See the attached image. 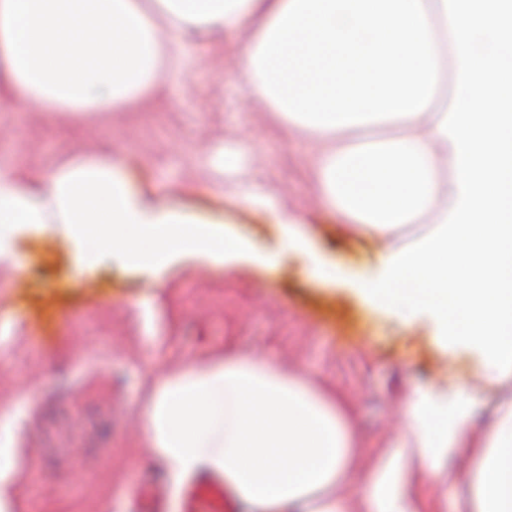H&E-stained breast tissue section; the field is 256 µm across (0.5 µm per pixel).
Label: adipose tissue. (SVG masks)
<instances>
[{"instance_id": "obj_1", "label": "adipose tissue", "mask_w": 512, "mask_h": 512, "mask_svg": "<svg viewBox=\"0 0 512 512\" xmlns=\"http://www.w3.org/2000/svg\"><path fill=\"white\" fill-rule=\"evenodd\" d=\"M254 30L238 72L248 97L307 133L330 207L390 242L367 300L425 317L445 349L464 344L497 383L512 380V0H0V81L12 104L91 112L134 103L180 67L182 36ZM455 92L437 100L444 79ZM404 133L374 139L371 126ZM451 182H443V172ZM281 230L263 254L128 178L121 161L81 158L49 180L0 175V249L27 232L66 239L75 273L92 265L148 276L191 251L232 273L301 252L299 216L260 189ZM429 233L391 234L421 215ZM481 401L457 383L416 388L400 448L369 472L359 512H421L411 473L469 453L459 512H512V407L481 437ZM145 442L181 483L217 474L248 512H350L336 494L354 452L347 409L261 356L233 353L157 378L139 413Z\"/></svg>"}]
</instances>
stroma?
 <instances>
[{
	"mask_svg": "<svg viewBox=\"0 0 512 512\" xmlns=\"http://www.w3.org/2000/svg\"><path fill=\"white\" fill-rule=\"evenodd\" d=\"M241 35H198L183 66L166 71L135 106L106 112L18 110L0 99V173L38 180L78 156L113 157L130 179L204 221L223 222L257 245L273 244L272 217L211 164L227 142L252 155V178L298 213L312 250L344 262L347 278L307 276L297 258L276 271L245 260L232 274L184 254L149 280L140 270L72 272L70 251L27 234L0 253V415L20 413L10 441L19 467L5 489L9 512H141L135 494L160 487L166 512L181 491L162 478L136 414L151 375L228 352L259 354L334 394L351 414L355 476L340 487L350 504L369 470L404 432L402 410L417 387L464 383L483 391L493 414L504 392L479 357L446 355L422 317L397 323L387 308L353 292L375 271L384 246L332 211L312 173L316 143L249 100L235 72ZM39 283L18 300L14 261ZM468 456L449 472L419 474L424 512H457L470 491Z\"/></svg>",
	"mask_w": 512,
	"mask_h": 512,
	"instance_id": "obj_1",
	"label": "stroma"
}]
</instances>
